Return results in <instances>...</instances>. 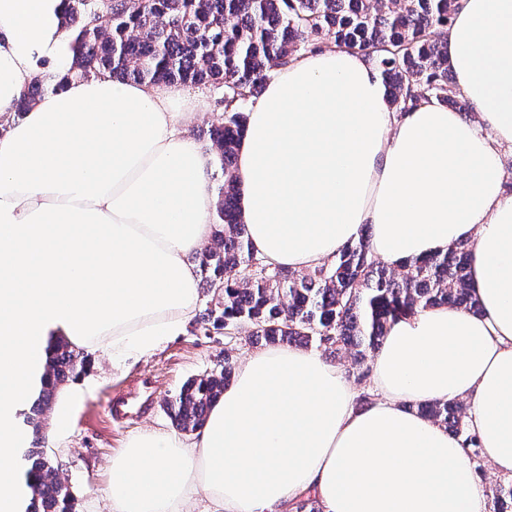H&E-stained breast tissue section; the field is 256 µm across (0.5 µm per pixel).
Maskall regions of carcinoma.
I'll return each instance as SVG.
<instances>
[{
  "label": "carcinoma",
  "mask_w": 512,
  "mask_h": 512,
  "mask_svg": "<svg viewBox=\"0 0 512 512\" xmlns=\"http://www.w3.org/2000/svg\"><path fill=\"white\" fill-rule=\"evenodd\" d=\"M461 0H65L70 30L69 69L46 70L23 93L17 113L70 79L109 76L149 85L224 88V123L209 130L215 165L224 181L211 242L198 257L207 286L204 329L231 330L233 342L314 345L330 358H348L367 376L388 326L420 309L454 306L479 312L467 286L472 246L460 242L444 254L415 259L398 269L376 258L368 236L334 258L299 274L257 256L239 217L236 146L247 115L271 74L292 59L330 45L363 53L382 77L393 110L410 111L433 99L467 115L472 108L454 89L446 43L437 38ZM250 269L246 277L239 268ZM89 355L63 339L53 346L44 387L23 424L37 430L57 387L90 367ZM232 350L224 366L188 380L167 400L177 430L204 421L211 403L233 376ZM444 426L481 471L478 437L462 402L410 406ZM30 489L25 512H75V497L58 476L54 456L35 437L23 450ZM493 512H512V480L498 484Z\"/></svg>",
  "instance_id": "carcinoma-1"
}]
</instances>
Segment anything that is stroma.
Wrapping results in <instances>:
<instances>
[{"mask_svg":"<svg viewBox=\"0 0 512 512\" xmlns=\"http://www.w3.org/2000/svg\"><path fill=\"white\" fill-rule=\"evenodd\" d=\"M225 343L223 331L205 330L193 320L154 354L128 362L122 369H113L107 358L93 356L86 374L90 393L76 415L67 448L54 451L59 476L74 493L76 512H110L113 456L121 454L140 430L170 427L166 400L188 379L218 367L224 360ZM144 380L152 385L150 401L138 414L113 419L108 403Z\"/></svg>","mask_w":512,"mask_h":512,"instance_id":"1","label":"stroma"}]
</instances>
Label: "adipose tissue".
Masks as SVG:
<instances>
[{
  "mask_svg": "<svg viewBox=\"0 0 512 512\" xmlns=\"http://www.w3.org/2000/svg\"><path fill=\"white\" fill-rule=\"evenodd\" d=\"M444 40L477 117L433 100L394 112L373 63L331 47L281 68L250 106L236 190L258 255L310 271L370 231L398 267L473 245L479 313L435 307L393 324L371 402L319 353L255 351L202 425L147 428L110 467L112 512H486L457 439L412 405L466 401L481 455L512 477V0H462ZM62 0H0V512H23L17 405L37 398L52 344L113 367L178 336L200 301L190 257L213 231V158L190 134L208 104L181 85L72 79L25 112L41 62L66 70ZM90 391L58 390L63 446Z\"/></svg>",
  "mask_w": 512,
  "mask_h": 512,
  "instance_id": "1",
  "label": "adipose tissue"
}]
</instances>
